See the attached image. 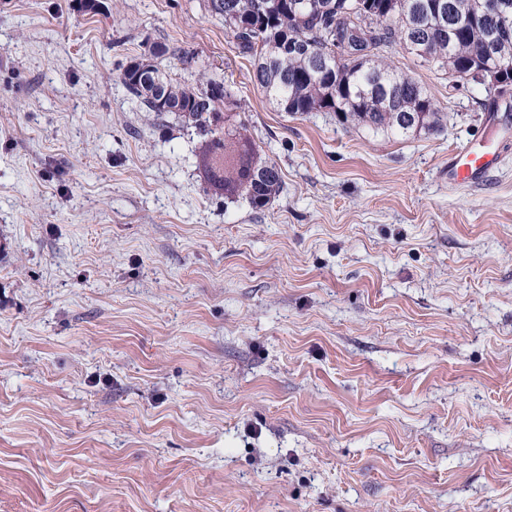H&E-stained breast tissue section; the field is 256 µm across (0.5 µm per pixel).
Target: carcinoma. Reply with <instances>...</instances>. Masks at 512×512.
Wrapping results in <instances>:
<instances>
[{
	"label": "carcinoma",
	"instance_id": "1",
	"mask_svg": "<svg viewBox=\"0 0 512 512\" xmlns=\"http://www.w3.org/2000/svg\"><path fill=\"white\" fill-rule=\"evenodd\" d=\"M210 0L211 11L224 18L229 42L253 62L259 90L283 112H332L339 123H352L375 136L393 138L440 131L444 112L412 75L386 62L395 44L422 66L454 72L468 80L474 71L512 63V36L489 40L496 21L484 12V0L465 5L454 30L453 45L437 32L438 16L422 9L431 0H334L337 9L324 13L329 0ZM351 41L376 49L363 65L351 61L318 65L336 56V43ZM126 91L157 118L174 112L208 139L216 154L211 165L224 171V196L241 194L255 209L264 208L279 192L280 170L274 164L253 167L248 176L246 152L234 145L242 125L228 123L225 133L212 127L211 115L238 106L234 86L208 81L188 86L172 80L152 62L133 60L120 73Z\"/></svg>",
	"mask_w": 512,
	"mask_h": 512
}]
</instances>
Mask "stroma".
<instances>
[{"label": "stroma", "mask_w": 512, "mask_h": 512, "mask_svg": "<svg viewBox=\"0 0 512 512\" xmlns=\"http://www.w3.org/2000/svg\"><path fill=\"white\" fill-rule=\"evenodd\" d=\"M100 3L0 0V512H512V106L397 46L441 131L292 116L208 0ZM154 45L235 83L265 208L126 92ZM498 156L489 150L471 151L462 149L448 155V182L466 184L490 172Z\"/></svg>", "instance_id": "stroma-1"}]
</instances>
